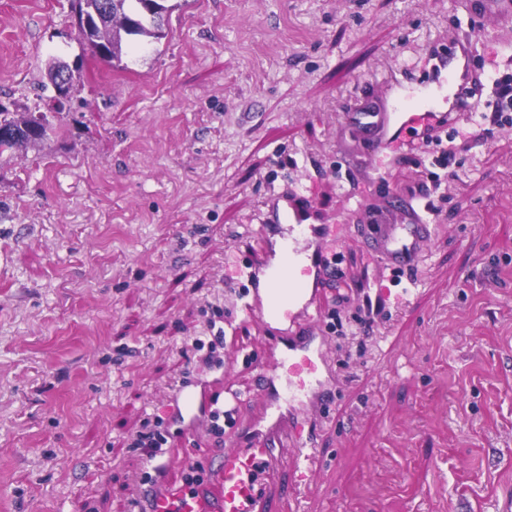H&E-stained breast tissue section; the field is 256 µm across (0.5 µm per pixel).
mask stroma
I'll use <instances>...</instances> for the list:
<instances>
[{
	"instance_id": "1",
	"label": "stroma",
	"mask_w": 512,
	"mask_h": 512,
	"mask_svg": "<svg viewBox=\"0 0 512 512\" xmlns=\"http://www.w3.org/2000/svg\"><path fill=\"white\" fill-rule=\"evenodd\" d=\"M165 38L116 71L84 54L70 0H0V108L54 112L56 132L0 155V512H130L149 465L130 446L180 380L238 395L250 414L269 353L225 285V254L256 258L270 195L298 192L312 224H344L323 291L337 374L324 460L299 512H504L512 502V125L482 114L448 144L432 240L409 306L352 338L355 298L381 270L353 233L411 202L435 145L366 185L343 115L421 74L436 45L485 31L486 84L512 76V21L461 0H167ZM81 76L62 109L39 100L53 59ZM316 158L318 171L308 170ZM224 311V371L188 337Z\"/></svg>"
}]
</instances>
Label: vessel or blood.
Masks as SVG:
<instances>
[{
    "instance_id": "1",
    "label": "vessel or blood",
    "mask_w": 512,
    "mask_h": 512,
    "mask_svg": "<svg viewBox=\"0 0 512 512\" xmlns=\"http://www.w3.org/2000/svg\"><path fill=\"white\" fill-rule=\"evenodd\" d=\"M469 11L500 18L512 16V0H466ZM470 44L455 40L438 47L426 84L442 90L439 99L418 104L407 99L383 100L374 112L355 106L346 122L366 139L370 170H383L387 161L430 126L447 119L466 96L470 80ZM339 224H310L306 212L287 196L266 199L258 230L260 256L245 271L248 300L245 311L268 328L274 352L261 376L263 397L256 413L238 418L237 437L226 448L198 451L212 463L215 489L189 495L165 481L166 462L153 470L158 482L150 490H135L132 512H263L257 490L260 471H274L284 449L293 452V481L289 502L310 487L319 462L317 444L321 414L336 391L335 372L327 358V340L317 326L315 304L323 288L335 285L342 263ZM434 225L416 209L388 214L366 235L372 259L394 272L417 262L431 240ZM210 396L196 384L179 387L165 406L168 417L200 421Z\"/></svg>"
}]
</instances>
